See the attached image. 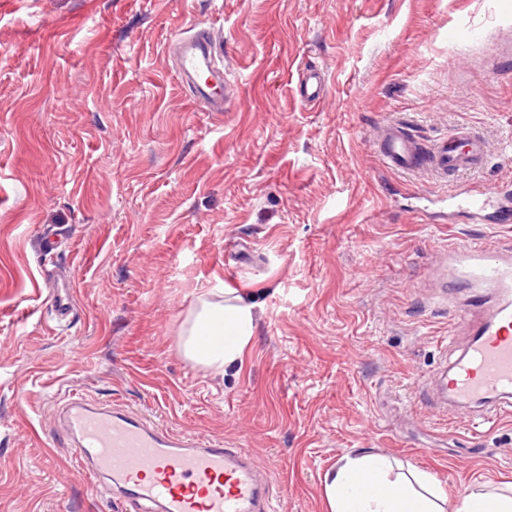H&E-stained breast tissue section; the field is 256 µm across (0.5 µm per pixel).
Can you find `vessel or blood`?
<instances>
[{
	"label": "vessel or blood",
	"instance_id": "1",
	"mask_svg": "<svg viewBox=\"0 0 512 512\" xmlns=\"http://www.w3.org/2000/svg\"><path fill=\"white\" fill-rule=\"evenodd\" d=\"M222 42L211 26L176 35L168 45L174 70L189 99L211 112H227L238 92L225 83L215 63ZM301 102L321 105L328 97L323 69L297 71ZM372 147L382 165L402 174L439 178L479 169L488 154L485 137L461 129L437 143H423L401 119L378 123ZM497 284L493 302L476 300L455 310L453 323L469 340L440 374L449 406L473 408L482 423L512 410V250L491 243L448 251V285ZM76 307L72 280L59 277L51 311L69 319ZM60 427L90 489L109 484L131 512H272V483L252 456L223 439L179 433L130 407L106 406L71 395Z\"/></svg>",
	"mask_w": 512,
	"mask_h": 512
}]
</instances>
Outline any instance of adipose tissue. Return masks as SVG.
<instances>
[{"mask_svg":"<svg viewBox=\"0 0 512 512\" xmlns=\"http://www.w3.org/2000/svg\"><path fill=\"white\" fill-rule=\"evenodd\" d=\"M223 295L220 301L200 299L180 333L184 357L213 371L241 362L256 330L252 304L231 288ZM210 336L219 337V344H207ZM323 494L329 512H512V494L486 485L464 488L456 503H449L428 476H393L390 460L377 454L342 458L324 475Z\"/></svg>","mask_w":512,"mask_h":512,"instance_id":"obj_1","label":"adipose tissue"}]
</instances>
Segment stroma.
<instances>
[{"label":"stroma","instance_id":"obj_1","mask_svg":"<svg viewBox=\"0 0 512 512\" xmlns=\"http://www.w3.org/2000/svg\"><path fill=\"white\" fill-rule=\"evenodd\" d=\"M202 23L242 90L228 112L193 107L167 61ZM308 63L329 85L315 108L291 80ZM391 118L427 142L476 130L487 160L391 171L371 147ZM492 187L512 195V0H0V512H128L59 440L74 392L248 449L275 512H328L322 478L353 452L452 497L512 484V414L476 435L419 385L466 343L464 295L437 301L445 249L512 247V223L448 199ZM55 231L77 286L61 325ZM224 286L256 332L215 372L179 334Z\"/></svg>","mask_w":512,"mask_h":512}]
</instances>
